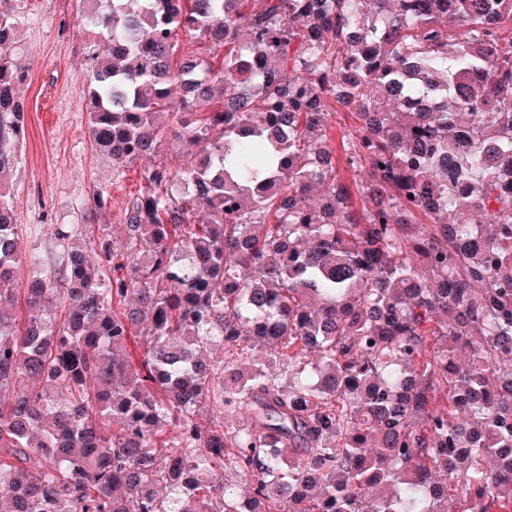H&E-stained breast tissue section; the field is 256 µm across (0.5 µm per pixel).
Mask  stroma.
Here are the masks:
<instances>
[{
    "label": "stroma",
    "mask_w": 512,
    "mask_h": 512,
    "mask_svg": "<svg viewBox=\"0 0 512 512\" xmlns=\"http://www.w3.org/2000/svg\"><path fill=\"white\" fill-rule=\"evenodd\" d=\"M16 42L13 63L24 75L18 88L25 104V128L15 141L18 162L9 185L23 249L39 246L33 224H77L94 190L104 191L106 221L121 241V218L139 189V163L116 173L97 155L79 80L86 68L89 36L76 0H11Z\"/></svg>",
    "instance_id": "1"
}]
</instances>
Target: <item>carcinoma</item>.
<instances>
[{"mask_svg": "<svg viewBox=\"0 0 512 512\" xmlns=\"http://www.w3.org/2000/svg\"><path fill=\"white\" fill-rule=\"evenodd\" d=\"M80 2L140 189L24 254L0 182V512H512V0Z\"/></svg>", "mask_w": 512, "mask_h": 512, "instance_id": "carcinoma-1", "label": "carcinoma"}]
</instances>
